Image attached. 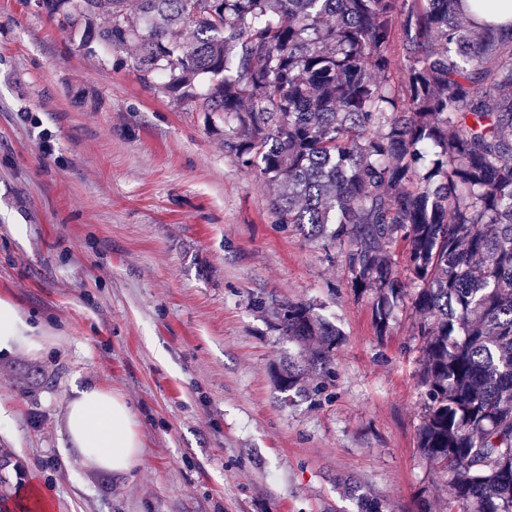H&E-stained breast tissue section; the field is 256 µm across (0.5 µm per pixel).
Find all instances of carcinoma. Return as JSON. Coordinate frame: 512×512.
I'll list each match as a JSON object with an SVG mask.
<instances>
[{
  "instance_id": "cac0c4a2",
  "label": "carcinoma",
  "mask_w": 512,
  "mask_h": 512,
  "mask_svg": "<svg viewBox=\"0 0 512 512\" xmlns=\"http://www.w3.org/2000/svg\"><path fill=\"white\" fill-rule=\"evenodd\" d=\"M83 42L132 44L144 83L224 118V153L278 188V224L346 249L377 335L411 300L417 448L446 512H512V4L506 0H42ZM403 75L393 79L391 49ZM207 78L200 90L199 77ZM403 246L407 293L392 250ZM277 374L331 375L336 326L284 302Z\"/></svg>"
}]
</instances>
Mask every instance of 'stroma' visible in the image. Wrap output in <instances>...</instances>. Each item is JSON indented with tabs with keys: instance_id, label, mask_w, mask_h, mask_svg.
<instances>
[{
	"instance_id": "obj_1",
	"label": "stroma",
	"mask_w": 512,
	"mask_h": 512,
	"mask_svg": "<svg viewBox=\"0 0 512 512\" xmlns=\"http://www.w3.org/2000/svg\"><path fill=\"white\" fill-rule=\"evenodd\" d=\"M270 188L224 153V121L143 83L134 51L88 50L38 0H0V297L50 330L0 357V501L52 512H443L420 458L410 302L377 335L345 252L275 223ZM336 325L335 375L278 390L297 344L257 301ZM134 409L127 476L90 474L62 431L73 381Z\"/></svg>"
}]
</instances>
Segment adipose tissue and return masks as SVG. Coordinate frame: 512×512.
<instances>
[{
  "mask_svg": "<svg viewBox=\"0 0 512 512\" xmlns=\"http://www.w3.org/2000/svg\"><path fill=\"white\" fill-rule=\"evenodd\" d=\"M20 307L0 298V354L37 346ZM63 432L94 474L125 476L139 465L143 443L136 416L123 397L92 382L73 383L66 399Z\"/></svg>",
  "mask_w": 512,
  "mask_h": 512,
  "instance_id": "obj_1",
  "label": "adipose tissue"
}]
</instances>
